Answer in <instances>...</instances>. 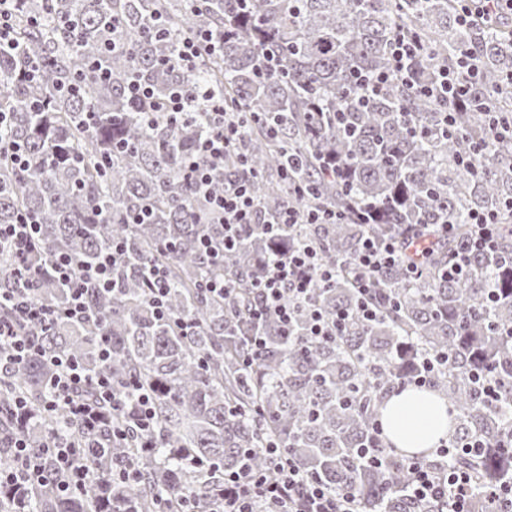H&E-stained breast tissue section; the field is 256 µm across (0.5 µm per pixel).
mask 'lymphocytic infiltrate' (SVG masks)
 Instances as JSON below:
<instances>
[{
  "mask_svg": "<svg viewBox=\"0 0 512 512\" xmlns=\"http://www.w3.org/2000/svg\"><path fill=\"white\" fill-rule=\"evenodd\" d=\"M421 48V43L415 39L402 35L395 37L391 45L390 67L368 78L366 95L380 92L391 78H406L408 63ZM420 92L428 98L447 99L448 110L452 113L472 97L468 81L458 71L448 69L440 70L437 80L421 86ZM128 93L137 112L147 120L158 112L180 117L192 108L191 101L179 91L158 100L151 88L134 81L130 83ZM196 99L202 100L214 116L210 131L198 150L212 163H223L225 155L238 148L240 130L225 120L223 98L201 88ZM185 177L195 193L210 198L212 210L222 215L225 248H232L243 234L255 228L258 206L247 183H238L215 196L211 193L208 171L198 163L187 165ZM472 226L465 249L456 252L443 271L449 280L463 278L471 252H492L499 247V226L494 215H475ZM39 232L38 224L27 214L20 216L16 223L0 224V251L14 254L19 275L29 273L25 259L37 248ZM434 241L433 231L429 228L393 237L369 235L363 239L357 255L350 262L360 294L358 311L363 320H374L378 314L379 307L373 299L378 275L402 262L407 273L421 276L424 262L433 252ZM51 271L53 277L69 291L65 305L60 308L48 309L19 288L0 292V304L10 306L13 311L12 317L0 319V345L7 349L11 361L26 359L34 349L33 341L18 329V322L47 325L57 319L81 320L89 314L84 290L80 286L81 276L75 271L73 258L67 254L58 255ZM335 277V265L325 262L315 245L296 243L266 264L255 283L258 298L252 311L255 322L260 324L271 318L281 327H288L296 306L307 304L311 307L307 329L311 339L327 340L340 335L349 320L348 314L340 312L330 318L311 305L315 289L329 284ZM54 364L57 372L51 380L50 396L43 405L44 411L65 406L74 420L90 430L101 420L100 407L105 404L123 416L126 431L137 434L142 447H152L155 412L151 390L138 389L133 397L128 398L117 392L111 379L89 375L78 361L58 356ZM88 386L96 391V402L92 405L80 396L81 390ZM11 446V464L0 467V490L9 491L19 499L30 487L51 479L64 493L83 491L88 473L81 463L82 452L78 442L54 440L36 451L26 438L18 437ZM264 452L268 458V472L262 473L244 465L225 474L216 512H358L352 492H330L295 464L284 462L276 444H267ZM413 468L410 493L414 499L434 502L437 512H467L473 487L466 472L439 467L431 469L420 461L414 462Z\"/></svg>",
  "mask_w": 512,
  "mask_h": 512,
  "instance_id": "1",
  "label": "lymphocytic infiltrate"
}]
</instances>
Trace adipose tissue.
<instances>
[{
  "mask_svg": "<svg viewBox=\"0 0 512 512\" xmlns=\"http://www.w3.org/2000/svg\"><path fill=\"white\" fill-rule=\"evenodd\" d=\"M381 422L392 443L410 453L437 447L450 427L445 401L434 392L412 389L387 395Z\"/></svg>",
  "mask_w": 512,
  "mask_h": 512,
  "instance_id": "obj_1",
  "label": "adipose tissue"
}]
</instances>
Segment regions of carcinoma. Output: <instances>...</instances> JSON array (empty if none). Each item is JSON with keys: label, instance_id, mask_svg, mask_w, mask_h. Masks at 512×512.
<instances>
[{"label": "carcinoma", "instance_id": "obj_1", "mask_svg": "<svg viewBox=\"0 0 512 512\" xmlns=\"http://www.w3.org/2000/svg\"><path fill=\"white\" fill-rule=\"evenodd\" d=\"M461 8L460 0H17L18 48L0 50V113L11 114L0 135L20 144L27 162L0 154V224L28 212L40 225L28 292L60 307L68 288L52 277L57 255L87 266L114 240L124 253L111 288L84 283L90 318L23 327L36 351L0 371V410L18 397L40 406L55 371L50 359L63 355L93 376H110L120 391L153 388L156 448L144 452L135 434L113 438L108 409L91 434L63 407L42 413L27 439L38 446L65 431L95 442L82 458L90 479L73 496L52 481L38 485L21 507L0 494L5 512H179L185 496L203 512L246 451L256 470L266 468L261 448L270 441L329 490H350L359 512H432L409 492L410 462L424 453L402 454L389 441L366 449L385 397L418 372L424 351L448 354L430 389L455 411L451 438L485 444L456 463L481 491L472 512H491L486 492L512 485V437L504 432L512 335L503 334L512 329V266L502 260L512 253V147L490 145L488 123L512 122V29L501 21L464 25ZM204 30L217 36L215 49L190 73L171 67L179 43ZM399 34L423 45L410 63L418 84L462 60L472 65L482 107L456 113L453 135L441 133L445 105L411 84L394 80L369 104L360 101L359 78L388 67ZM270 52L277 65L267 70ZM33 66L34 80L20 78ZM134 79L157 99L198 84L224 95L226 120L242 124L246 163L231 155L212 170L215 190L247 182L262 222L287 205L336 211L337 223L299 224L288 236L321 247L329 263L354 255L367 233L398 235L411 224L453 230L421 277L402 265L379 276L376 320L354 317L339 338L316 341L306 336L309 308L301 305L288 334L273 322L259 329L250 318L253 283L284 242L258 230L223 250L224 225L184 178L210 117L201 109L177 120L159 112L146 124L126 97ZM326 156L343 166L342 178L323 175ZM289 181L311 184L310 192L287 193ZM367 210L372 224L358 219ZM489 212L507 225L502 253L472 254L461 282L442 278L448 256L469 238L471 216ZM203 238L219 257L205 253ZM15 263L0 253V289L14 286ZM152 267L168 274L163 315L144 285ZM213 276L229 280L233 294L200 288ZM358 301L347 267L313 296L330 317L355 313ZM185 323L193 325L188 334ZM258 329L267 343L255 354L248 338ZM103 339L112 347L107 361L99 356ZM487 366L500 383L499 402L470 378ZM19 434L0 415L3 463ZM367 450L376 461L362 458ZM128 469L137 482L118 478Z\"/></svg>", "mask_w": 512, "mask_h": 512}]
</instances>
